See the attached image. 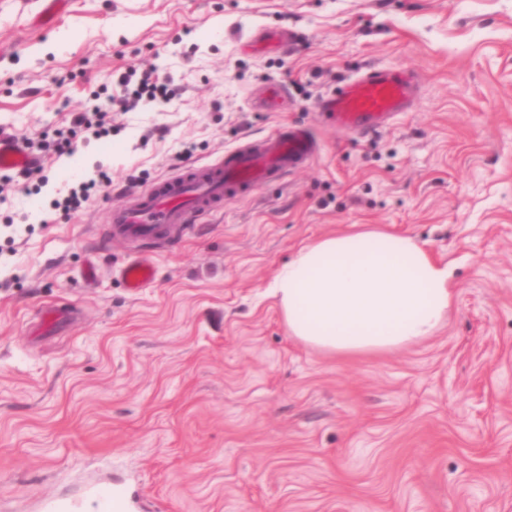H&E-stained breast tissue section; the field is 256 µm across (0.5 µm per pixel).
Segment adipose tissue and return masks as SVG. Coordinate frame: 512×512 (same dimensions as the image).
<instances>
[{
	"instance_id": "1",
	"label": "adipose tissue",
	"mask_w": 512,
	"mask_h": 512,
	"mask_svg": "<svg viewBox=\"0 0 512 512\" xmlns=\"http://www.w3.org/2000/svg\"><path fill=\"white\" fill-rule=\"evenodd\" d=\"M270 290L290 336L339 355L419 343L447 320L456 296L450 268L425 244L376 227L302 246Z\"/></svg>"
}]
</instances>
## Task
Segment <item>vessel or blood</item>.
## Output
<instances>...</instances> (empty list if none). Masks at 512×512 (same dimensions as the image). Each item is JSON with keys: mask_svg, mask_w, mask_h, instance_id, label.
<instances>
[{"mask_svg": "<svg viewBox=\"0 0 512 512\" xmlns=\"http://www.w3.org/2000/svg\"><path fill=\"white\" fill-rule=\"evenodd\" d=\"M412 76L372 66L346 79L319 102L318 112L332 125L360 134L381 131L396 115L415 104ZM317 143L301 128L288 126L260 140L228 150L220 159L191 165L160 180L154 188L134 194L112 213L115 236L133 241L158 240L211 216L224 201L242 197L253 189L305 166ZM35 163L18 138L0 131V170L19 171ZM155 277L146 259L130 261L122 278L130 292H138ZM140 499L128 487L94 482L79 498H49L42 512H138Z\"/></svg>", "mask_w": 512, "mask_h": 512, "instance_id": "vessel-or-blood-1", "label": "vessel or blood"}]
</instances>
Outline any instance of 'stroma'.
Here are the masks:
<instances>
[{"label": "stroma", "instance_id": "35a3bbf8", "mask_svg": "<svg viewBox=\"0 0 512 512\" xmlns=\"http://www.w3.org/2000/svg\"><path fill=\"white\" fill-rule=\"evenodd\" d=\"M41 7L0 0V129L46 176L0 202V512L90 477L129 482L141 512H512V0H69L47 30ZM258 28L296 40L241 46ZM372 65L415 72L413 110L368 136L320 126V98ZM130 66L179 95L76 136L72 173L46 136ZM281 83L280 111L252 107ZM291 124L321 144L308 166L176 236L111 237L130 193ZM363 224L450 265L447 321L374 355L297 342L266 288ZM141 253L156 278L133 295ZM58 303L72 320L39 331ZM104 182L95 179H89L82 182L78 189H71L66 196L63 197L57 206L61 207L68 214L79 211L84 204L102 187ZM155 269L148 259L136 258L130 261L122 270V278L126 288L136 294L153 281Z\"/></svg>", "mask_w": 512, "mask_h": 512}]
</instances>
